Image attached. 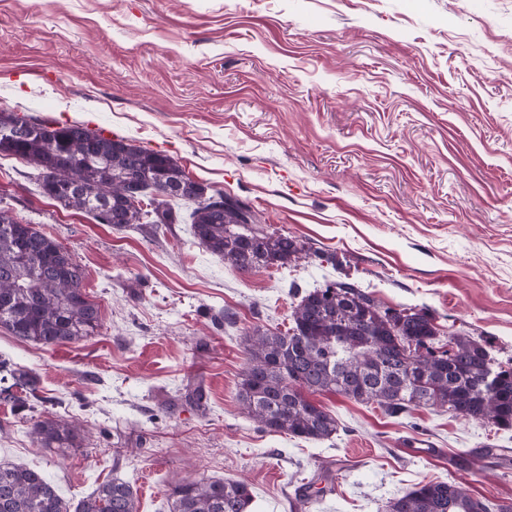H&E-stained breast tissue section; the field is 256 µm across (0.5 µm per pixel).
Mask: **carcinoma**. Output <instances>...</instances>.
I'll use <instances>...</instances> for the list:
<instances>
[{
	"mask_svg": "<svg viewBox=\"0 0 512 512\" xmlns=\"http://www.w3.org/2000/svg\"><path fill=\"white\" fill-rule=\"evenodd\" d=\"M27 134L14 138L16 126ZM0 155L20 158L35 171L44 196L93 215L100 224H176V207L190 209L198 243L238 271L285 267L308 255L305 245L269 233L251 208L224 192L208 201L163 195L186 172L168 155L81 123L59 124L0 110ZM81 181L69 189V179ZM136 183L132 199L126 185ZM148 198L142 205V198ZM0 198V328L42 346L94 335L97 306L83 291L84 269L51 235L19 221ZM284 333L255 330L244 337L246 367L238 398L248 416L268 432L320 441L338 430L336 418L308 395L334 393L378 405L389 415L433 407L497 429L512 428V362L492 355L486 341L467 334L441 339L422 309L381 307L372 292L336 281L304 293ZM13 386L34 394L27 372ZM43 448H72L78 429L45 419L30 430ZM172 512H249L244 481L186 480L172 486ZM387 512H512L480 499L456 482H427L388 502ZM0 512H69L57 489L34 469L0 463ZM76 512H139L136 493L122 480L100 485Z\"/></svg>",
	"mask_w": 512,
	"mask_h": 512,
	"instance_id": "carcinoma-1",
	"label": "carcinoma"
}]
</instances>
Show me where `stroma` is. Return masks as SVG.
<instances>
[{"label":"stroma","instance_id":"35a3bbf8","mask_svg":"<svg viewBox=\"0 0 512 512\" xmlns=\"http://www.w3.org/2000/svg\"><path fill=\"white\" fill-rule=\"evenodd\" d=\"M1 108L165 153L339 263L240 272L190 225L97 223L0 156V197L85 268L101 317L54 347L0 328V388L19 369L38 387L0 399V462L73 505L127 481L139 512H171L184 478L247 482L251 512H292L298 488L305 512H384L430 481L512 503V465L481 457L512 448L511 429L325 393L338 432L307 441L261 430L238 401L243 336L286 332L328 281L512 358V0H0ZM47 418L78 424L77 447L34 442Z\"/></svg>","mask_w":512,"mask_h":512}]
</instances>
